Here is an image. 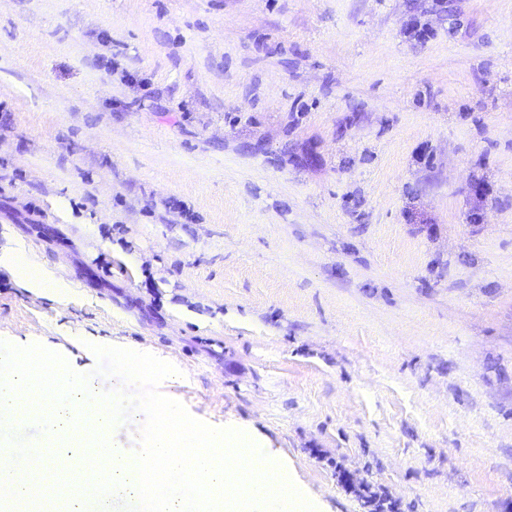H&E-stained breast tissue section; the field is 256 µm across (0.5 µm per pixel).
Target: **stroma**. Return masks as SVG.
I'll return each instance as SVG.
<instances>
[{
	"mask_svg": "<svg viewBox=\"0 0 512 512\" xmlns=\"http://www.w3.org/2000/svg\"><path fill=\"white\" fill-rule=\"evenodd\" d=\"M15 241L82 298L0 267V339L171 363L317 512H512V0H0ZM23 286L50 301H64V293L53 286L52 277L47 270L28 266L23 270Z\"/></svg>",
	"mask_w": 512,
	"mask_h": 512,
	"instance_id": "35a3bbf8",
	"label": "stroma"
}]
</instances>
